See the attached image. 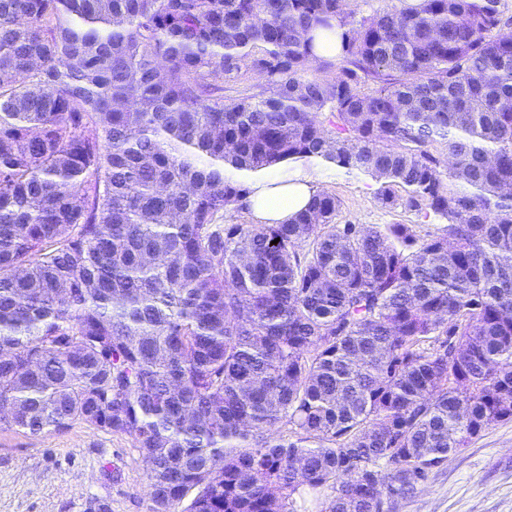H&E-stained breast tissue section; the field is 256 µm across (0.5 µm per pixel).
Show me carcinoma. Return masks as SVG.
<instances>
[{"label": "carcinoma", "mask_w": 512, "mask_h": 512, "mask_svg": "<svg viewBox=\"0 0 512 512\" xmlns=\"http://www.w3.org/2000/svg\"><path fill=\"white\" fill-rule=\"evenodd\" d=\"M313 157L437 227L225 220ZM0 407L129 436L151 512H392L511 420L498 0H0Z\"/></svg>", "instance_id": "cac0c4a2"}]
</instances>
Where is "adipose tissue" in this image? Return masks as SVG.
<instances>
[{"mask_svg": "<svg viewBox=\"0 0 512 512\" xmlns=\"http://www.w3.org/2000/svg\"><path fill=\"white\" fill-rule=\"evenodd\" d=\"M316 169L299 164L287 174L271 176L266 172L243 173L249 194L247 204L253 223L285 224L308 208L317 191Z\"/></svg>", "mask_w": 512, "mask_h": 512, "instance_id": "ef3b65f1", "label": "adipose tissue"}]
</instances>
